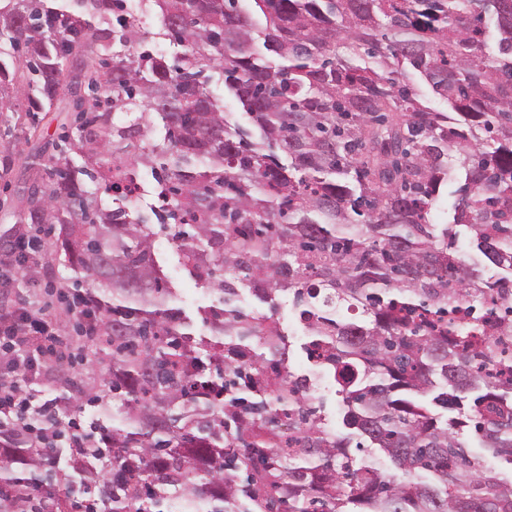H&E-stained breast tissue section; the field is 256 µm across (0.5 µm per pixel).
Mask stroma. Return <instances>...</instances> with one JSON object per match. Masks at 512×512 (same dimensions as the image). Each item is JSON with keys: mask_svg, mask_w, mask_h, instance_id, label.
Returning <instances> with one entry per match:
<instances>
[{"mask_svg": "<svg viewBox=\"0 0 512 512\" xmlns=\"http://www.w3.org/2000/svg\"><path fill=\"white\" fill-rule=\"evenodd\" d=\"M136 38L115 42L119 54L133 56L139 50L140 42H147L149 49L165 58L168 64H178L183 49L158 35L159 21L156 15L135 24ZM15 109L0 112V245L9 244L23 232L18 224L19 212L26 207L28 190L40 177L39 170H33V163L41 168L53 167L58 156L54 148L61 135L77 137L73 124V113L64 111L31 112L27 109L25 95H16ZM152 239L155 257L166 280L177 288L178 304L190 318H197L199 307L215 303L216 296L203 278L189 274L172 232L161 224H154ZM50 269L38 284L15 278L8 287L0 289V301L19 308L40 305L52 288L58 283H72L73 271L65 264L63 256L56 249H49ZM275 316L288 333L290 353L288 369L296 375L309 371V363L302 349L304 337L296 321V311L288 294H278ZM109 370L107 362L94 356L92 350H85L84 358L78 363L56 368L51 373L49 384L24 382L23 387L36 400H55L59 411L66 418H102L113 407L112 393L105 384Z\"/></svg>", "mask_w": 512, "mask_h": 512, "instance_id": "obj_1", "label": "stroma"}]
</instances>
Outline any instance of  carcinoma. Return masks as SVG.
Returning <instances> with one entry per match:
<instances>
[{
    "mask_svg": "<svg viewBox=\"0 0 512 512\" xmlns=\"http://www.w3.org/2000/svg\"><path fill=\"white\" fill-rule=\"evenodd\" d=\"M69 2L0 0V111L7 83L29 112L73 96L92 133L74 147L105 190L119 191L113 169L151 167L170 202L158 220L224 300L196 334L159 276L148 219L104 206L59 155L19 223L51 225L91 280L83 317L121 414L98 425L106 449L70 451L66 467L85 480L108 469L112 512H164L175 496L206 512H512V482L483 473L462 434L477 419L482 447L512 465V305L486 304L492 282L512 283V0H155L187 50L177 66L147 49L122 57L92 26L123 0ZM215 65L257 133L228 125L207 93ZM416 77L458 118L425 106ZM155 114L159 148L145 142ZM450 178L463 184L435 224ZM461 235L470 257L448 251ZM239 284L267 302L294 294L328 343L346 424L408 480L366 469L328 433L287 370L283 327L231 304ZM433 391L458 414L412 398ZM53 452L0 443V512H31L21 491L37 481L51 512H73L67 486L42 477Z\"/></svg>",
    "mask_w": 512,
    "mask_h": 512,
    "instance_id": "carcinoma-1",
    "label": "carcinoma"
}]
</instances>
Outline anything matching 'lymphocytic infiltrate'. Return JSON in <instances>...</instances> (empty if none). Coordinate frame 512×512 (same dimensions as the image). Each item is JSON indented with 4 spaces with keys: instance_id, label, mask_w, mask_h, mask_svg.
<instances>
[{
    "instance_id": "obj_1",
    "label": "lymphocytic infiltrate",
    "mask_w": 512,
    "mask_h": 512,
    "mask_svg": "<svg viewBox=\"0 0 512 512\" xmlns=\"http://www.w3.org/2000/svg\"><path fill=\"white\" fill-rule=\"evenodd\" d=\"M44 238L31 224L0 252V272L40 267ZM70 337L58 334L48 314L41 309L22 308L0 312V426L13 429L36 443H46L56 434L69 437L73 447L90 450L79 419L61 421L53 400L35 402L19 385V378H48L52 369L69 358Z\"/></svg>"
}]
</instances>
